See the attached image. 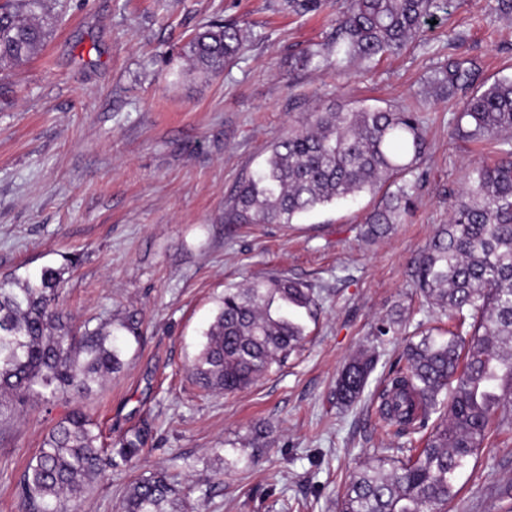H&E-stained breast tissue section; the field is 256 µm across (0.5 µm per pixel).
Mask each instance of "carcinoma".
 Returning <instances> with one entry per match:
<instances>
[{"instance_id":"carcinoma-1","label":"carcinoma","mask_w":512,"mask_h":512,"mask_svg":"<svg viewBox=\"0 0 512 512\" xmlns=\"http://www.w3.org/2000/svg\"><path fill=\"white\" fill-rule=\"evenodd\" d=\"M288 12L317 13L323 0H283ZM439 0H353L335 20L336 50L372 63L401 50L435 16ZM52 24L46 0H0V65L31 57ZM243 30L209 21L186 45L199 70L219 75L239 54ZM463 60L441 68L439 89L473 80ZM452 134L491 141L500 159L476 166L441 225L414 261L416 292L454 320L448 337L422 335L407 344L377 395L379 418L394 436L417 435L422 447L379 448L354 472L336 500L337 512H448L455 477L503 427L512 429V78L497 79L463 102ZM427 150L426 128L410 109L363 105L309 112L273 142L264 163L242 178L228 219L290 224L294 217L362 192L384 191L366 216L363 236L376 239L401 224L415 204L413 186L397 184ZM396 186L391 191L389 187ZM44 266L0 279V391L23 402L33 393L85 396L120 371L134 321L74 328L61 304L65 270ZM318 295L308 285L269 275L228 288L190 372L205 392L234 393L281 367L304 342L303 315ZM378 359L362 351L336 378L333 398L345 409L364 393ZM83 409H72L46 435L17 484L28 512H78L91 481L109 467H131L146 453L147 427L126 433L114 448ZM120 512H189L163 473L141 475Z\"/></svg>"}]
</instances>
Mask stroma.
Returning a JSON list of instances; mask_svg holds the SVG:
<instances>
[{
  "label": "stroma",
  "instance_id": "stroma-1",
  "mask_svg": "<svg viewBox=\"0 0 512 512\" xmlns=\"http://www.w3.org/2000/svg\"><path fill=\"white\" fill-rule=\"evenodd\" d=\"M351 0L297 16L281 0H47L51 36L24 62L0 68V277L78 264L64 279L73 324L139 322L122 369L83 398L33 396L0 417V512H26L17 483L48 431L83 408L111 447L151 431L138 470L106 469L81 512H115L137 474L164 470L192 512H336L349 475L389 447L375 396L405 340L437 314L411 288L413 258L447 223L469 172L494 146L451 138L467 95H436L448 58L473 61L479 79L512 77V14L495 0H441L434 23L378 65L331 44ZM210 20L249 21L224 73L194 68L183 52ZM313 54L310 65L299 57ZM364 105L420 112L429 147L404 183L415 209L368 240L362 222L381 200L364 193L289 224H228L241 178L305 113ZM320 295L299 356L231 394H206L188 368L225 289L266 275ZM396 335L376 341L381 318ZM380 360L362 398L338 412L330 391L360 350ZM272 442L251 463L252 441ZM233 467H225V459ZM279 480L268 486L267 473ZM512 431L491 437L459 473L448 512H512Z\"/></svg>",
  "mask_w": 512,
  "mask_h": 512
}]
</instances>
